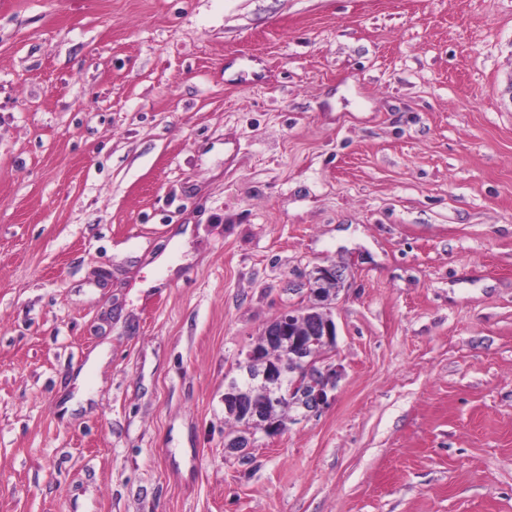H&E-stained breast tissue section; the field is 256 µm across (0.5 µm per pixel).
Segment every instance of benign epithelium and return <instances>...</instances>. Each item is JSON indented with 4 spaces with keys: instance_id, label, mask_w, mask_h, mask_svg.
Masks as SVG:
<instances>
[{
    "instance_id": "7a95c632",
    "label": "benign epithelium",
    "mask_w": 512,
    "mask_h": 512,
    "mask_svg": "<svg viewBox=\"0 0 512 512\" xmlns=\"http://www.w3.org/2000/svg\"><path fill=\"white\" fill-rule=\"evenodd\" d=\"M306 286L317 303L334 300L342 289V271L333 265L318 266ZM263 336L264 342L254 343L247 350L246 361L264 360L266 352L277 348L279 359L266 363L261 373L264 399L258 403L248 394L229 392L224 400V407L233 408L249 420V429L224 440L225 451L240 456L251 447L256 433L274 437L282 432L278 421L261 419L269 406L294 397L305 412H318L330 403L329 394L340 373L339 367L322 355L323 350L335 346L337 337L336 323L325 313L290 310L269 323Z\"/></svg>"
}]
</instances>
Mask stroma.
Listing matches in <instances>:
<instances>
[{
    "instance_id": "35a3bbf8",
    "label": "stroma",
    "mask_w": 512,
    "mask_h": 512,
    "mask_svg": "<svg viewBox=\"0 0 512 512\" xmlns=\"http://www.w3.org/2000/svg\"><path fill=\"white\" fill-rule=\"evenodd\" d=\"M330 265L333 400L225 452ZM0 512H512V0H0ZM179 232L173 236L170 247L162 254L156 257L153 266L162 270L166 275L173 274L177 268V263L173 261V251L185 243L191 236V225L178 230Z\"/></svg>"
}]
</instances>
